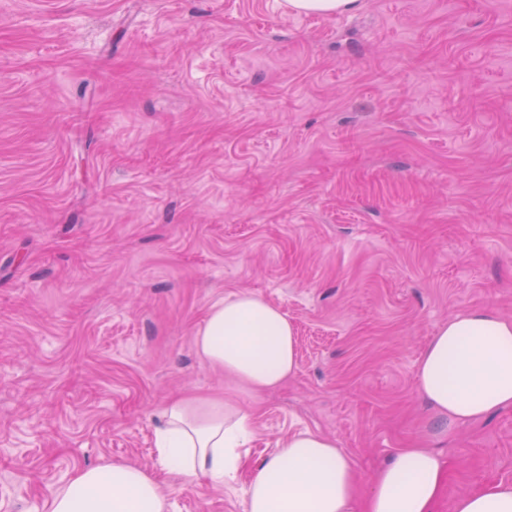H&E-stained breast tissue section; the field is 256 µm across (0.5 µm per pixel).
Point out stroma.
<instances>
[{"label": "stroma", "mask_w": 512, "mask_h": 512, "mask_svg": "<svg viewBox=\"0 0 512 512\" xmlns=\"http://www.w3.org/2000/svg\"><path fill=\"white\" fill-rule=\"evenodd\" d=\"M248 292L297 338L281 387L196 351ZM512 318V0H0V512L157 466L166 402L235 394L255 464L335 438L361 481L419 444L436 512L512 484V408L443 426L417 362L456 313ZM167 477L169 512H245ZM289 9L301 12H314L334 15L351 11L355 8L357 0H287Z\"/></svg>", "instance_id": "stroma-1"}]
</instances>
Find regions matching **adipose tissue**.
Listing matches in <instances>:
<instances>
[{
    "label": "adipose tissue",
    "mask_w": 512,
    "mask_h": 512,
    "mask_svg": "<svg viewBox=\"0 0 512 512\" xmlns=\"http://www.w3.org/2000/svg\"><path fill=\"white\" fill-rule=\"evenodd\" d=\"M198 354L242 389L278 388L297 369V340L287 318L250 293L213 304L198 328ZM418 389L434 414L453 424L486 419L512 407V319L492 308L463 311L441 325L423 350ZM159 470L122 461L84 468L51 492L45 512H168L161 473L184 483L223 485L243 468L251 437L248 415L232 399L169 402L157 429ZM447 462L426 447L401 449L357 497L355 464L336 440L300 432L252 471L246 512H435ZM454 512H512V484L459 497Z\"/></svg>",
    "instance_id": "adipose-tissue-1"
}]
</instances>
